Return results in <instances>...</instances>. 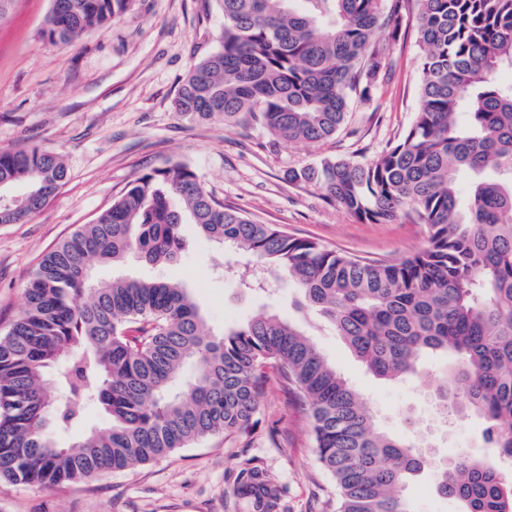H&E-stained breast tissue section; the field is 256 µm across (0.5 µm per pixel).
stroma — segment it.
I'll return each mask as SVG.
<instances>
[{
    "instance_id": "obj_1",
    "label": "stroma",
    "mask_w": 512,
    "mask_h": 512,
    "mask_svg": "<svg viewBox=\"0 0 512 512\" xmlns=\"http://www.w3.org/2000/svg\"><path fill=\"white\" fill-rule=\"evenodd\" d=\"M51 7V0H12L0 17V150L53 152L69 171L39 211L0 224V334L21 313L41 258L153 168L188 167L208 192L255 221L364 259L394 263L423 248V225L363 222L317 186L288 178L289 170L324 156L376 158L408 130L419 105L416 17L404 21L398 38L381 35L388 76L369 99L351 102L336 137L273 147L255 126L175 109L190 67L220 47L224 16L217 0H135L110 26L58 45L43 35ZM181 234L186 247L176 262L154 267L132 260L97 268V278L180 283L217 332L274 309L299 322L363 396L379 429L412 441L400 422L407 412L430 423L431 456H491L476 417L445 426L433 421L431 393L448 370L445 359L427 356L416 375L381 379L319 315L295 309L297 292L287 278L271 273L263 290H245L236 273L257 267L253 256L221 248L190 223ZM256 420L250 433L216 435L86 484L51 489L0 480V512H253L237 487L241 471L255 465L277 491L278 512H332L333 483L316 459L310 422L276 370L267 372ZM404 496L411 512L459 510L437 493L428 469L407 481Z\"/></svg>"
}]
</instances>
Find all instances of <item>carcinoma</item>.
I'll return each instance as SVG.
<instances>
[{
  "label": "carcinoma",
  "mask_w": 512,
  "mask_h": 512,
  "mask_svg": "<svg viewBox=\"0 0 512 512\" xmlns=\"http://www.w3.org/2000/svg\"><path fill=\"white\" fill-rule=\"evenodd\" d=\"M134 0H52L44 35L68 43L108 26ZM220 48L191 67L176 110L252 122L271 143L336 135L353 98L386 75L376 37L419 20V108L408 131L371 160L323 157L288 171L362 221L409 217L425 246L398 263L366 260L258 224L175 165L138 177L91 224L39 263L26 305L0 336V478L63 488L145 465L256 423L265 369L277 367L310 419L315 453L335 482V512H409V477L435 464L436 488L461 512H512V0H217ZM68 179L38 149L0 151V224L40 210ZM278 268L297 308L329 321L376 376L416 373L425 356L451 370L437 414L470 412L491 458L433 460L374 425L362 396L304 330L259 313L211 331L187 289L161 279L91 280L96 264L151 265L184 251L180 225ZM101 406L108 422L60 440ZM254 512H276L265 473L238 488Z\"/></svg>",
  "instance_id": "1"
}]
</instances>
